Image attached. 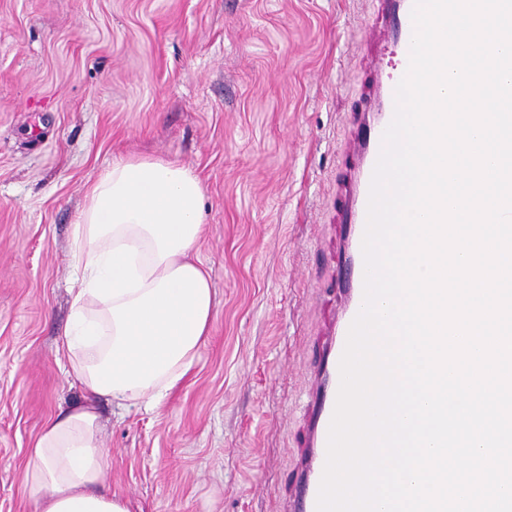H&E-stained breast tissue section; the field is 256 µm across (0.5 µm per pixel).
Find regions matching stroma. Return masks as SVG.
Here are the masks:
<instances>
[{"label":"stroma","instance_id":"stroma-1","mask_svg":"<svg viewBox=\"0 0 512 512\" xmlns=\"http://www.w3.org/2000/svg\"><path fill=\"white\" fill-rule=\"evenodd\" d=\"M373 0H0V512L48 418L81 402L59 343L71 226L117 158L190 166L211 333L154 412L99 402L129 512H281L315 343L336 308V190Z\"/></svg>","mask_w":512,"mask_h":512}]
</instances>
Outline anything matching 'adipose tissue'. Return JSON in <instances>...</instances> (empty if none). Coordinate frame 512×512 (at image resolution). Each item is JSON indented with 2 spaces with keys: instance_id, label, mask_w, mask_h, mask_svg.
Returning <instances> with one entry per match:
<instances>
[{
  "instance_id": "obj_1",
  "label": "adipose tissue",
  "mask_w": 512,
  "mask_h": 512,
  "mask_svg": "<svg viewBox=\"0 0 512 512\" xmlns=\"http://www.w3.org/2000/svg\"><path fill=\"white\" fill-rule=\"evenodd\" d=\"M197 174L174 161H113L72 226L71 320L60 336L85 401L46 422L24 472L39 512H128L106 492L111 462L95 402L158 408L194 364L215 301L194 250L203 231Z\"/></svg>"
}]
</instances>
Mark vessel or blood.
<instances>
[{"label": "vessel or blood", "mask_w": 512, "mask_h": 512, "mask_svg": "<svg viewBox=\"0 0 512 512\" xmlns=\"http://www.w3.org/2000/svg\"><path fill=\"white\" fill-rule=\"evenodd\" d=\"M376 3L375 16L364 27L368 73L363 83L360 107L352 117L357 134L348 144L347 154L352 165L337 213L341 244L334 277L340 306L335 329L321 342L319 358L310 379L303 451L296 465L295 505L290 512H316L327 459L329 426L340 387L339 363L350 325L364 299L362 240L371 179L383 133L394 117L395 89L408 68L414 0H376Z\"/></svg>", "instance_id": "vessel-or-blood-1"}]
</instances>
